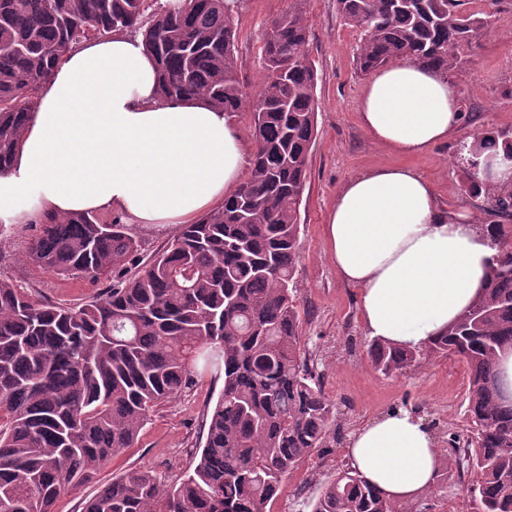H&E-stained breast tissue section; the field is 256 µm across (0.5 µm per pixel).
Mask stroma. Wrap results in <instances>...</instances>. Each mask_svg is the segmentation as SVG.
Instances as JSON below:
<instances>
[{
  "label": "stroma",
  "mask_w": 512,
  "mask_h": 512,
  "mask_svg": "<svg viewBox=\"0 0 512 512\" xmlns=\"http://www.w3.org/2000/svg\"><path fill=\"white\" fill-rule=\"evenodd\" d=\"M292 0H235L237 74L248 93H256L264 75L262 45L271 22L288 11ZM311 38L310 59L317 73V137L311 148L309 179L300 205L302 260L296 270L297 307L302 334L328 398L338 410L342 435L375 420L392 408L417 411L436 421L441 434L466 427L462 401L467 389L465 366L453 358H436L387 377L376 372L367 353L369 337L359 319L358 290L343 281L327 254L325 224L336 193L350 176L375 167L409 166L429 178L441 202L465 207L480 223H493L485 202L464 195L463 142L491 131L512 137V0H460L462 12H484L490 25L478 47L451 78L463 112L456 141L415 156H403L374 143L361 127L358 107L367 77L355 72V49L361 35L345 24L336 0H302ZM36 223L22 219L0 223V277L36 288L42 297L75 304L96 296L105 281L55 276L21 260L36 234ZM222 381L205 380L172 402L155 408L135 447L122 450L93 479L63 492L53 512H83L85 503L112 479L149 471L174 484L193 468L208 429L207 408L215 404ZM433 487L415 501L417 512H437L451 500L456 512H473L468 488L472 477L462 470L446 442L438 444ZM340 444L315 450L290 469L270 512H304L319 488L345 464Z\"/></svg>",
  "instance_id": "1"
}]
</instances>
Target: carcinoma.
<instances>
[{"instance_id":"obj_1","label":"carcinoma","mask_w":512,"mask_h":512,"mask_svg":"<svg viewBox=\"0 0 512 512\" xmlns=\"http://www.w3.org/2000/svg\"><path fill=\"white\" fill-rule=\"evenodd\" d=\"M358 29L362 74L395 61L453 72L487 21L456 0H336ZM147 0H0V175L8 173L38 90L74 48L95 35L140 33L163 98H199L254 112L250 176L224 203L186 224L130 278L120 267L139 241L117 217L46 216L22 260L52 275L112 277L76 306L36 298L0 278V512H51L60 494L132 448L148 413L205 376L223 390L193 471L171 487L150 472L105 486L84 512H267L284 474L328 447L336 406L303 340L295 273L300 204L317 136L311 32L291 8L264 35L266 75L250 100L238 78L229 0H175L146 15ZM512 158V140L474 137L463 191L512 216V187L482 183L478 158ZM500 251L481 293L418 350L377 339L385 376L455 356L468 374L467 436L450 445L473 473L479 512H512V396L497 377L512 348V226L496 225ZM311 512H414L345 464Z\"/></svg>"}]
</instances>
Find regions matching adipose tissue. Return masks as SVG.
<instances>
[{
    "label": "adipose tissue",
    "mask_w": 512,
    "mask_h": 512,
    "mask_svg": "<svg viewBox=\"0 0 512 512\" xmlns=\"http://www.w3.org/2000/svg\"><path fill=\"white\" fill-rule=\"evenodd\" d=\"M358 118L377 144L403 156L455 139L462 124L452 79L405 61L373 73ZM251 155L231 113L160 97L142 38L116 32L73 49L41 87L0 176V220L114 210L133 224H191L237 186ZM326 242L337 272L359 290L368 335L414 349L473 302L499 253L493 226L442 205L434 184L408 166L348 178ZM346 454L395 499H416L435 480L436 435L405 408L359 427Z\"/></svg>",
    "instance_id": "adipose-tissue-1"
}]
</instances>
